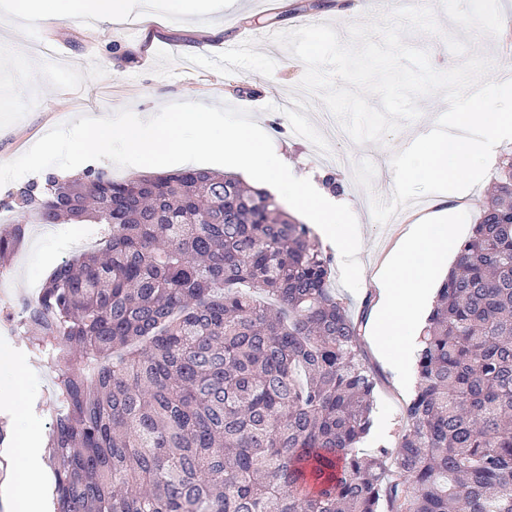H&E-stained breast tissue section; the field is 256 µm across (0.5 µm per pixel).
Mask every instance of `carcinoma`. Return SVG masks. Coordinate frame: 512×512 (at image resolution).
Segmentation results:
<instances>
[{"instance_id":"carcinoma-1","label":"carcinoma","mask_w":512,"mask_h":512,"mask_svg":"<svg viewBox=\"0 0 512 512\" xmlns=\"http://www.w3.org/2000/svg\"><path fill=\"white\" fill-rule=\"evenodd\" d=\"M16 199L38 224L104 225L19 321L58 367L56 512H512V152L437 290L397 449L365 455L360 322L273 195L88 170ZM27 234L0 230V261Z\"/></svg>"}]
</instances>
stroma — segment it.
<instances>
[{
  "label": "stroma",
  "mask_w": 512,
  "mask_h": 512,
  "mask_svg": "<svg viewBox=\"0 0 512 512\" xmlns=\"http://www.w3.org/2000/svg\"><path fill=\"white\" fill-rule=\"evenodd\" d=\"M307 0H280L270 6L266 0H226L223 12L203 16L170 14L141 19L131 29L107 23L87 25L80 19L42 23L53 52L36 56L31 52L36 30L28 23L0 29L7 38L10 56L0 65V79L17 84L16 92L0 87V163L25 153L50 129L82 115L97 117L130 108L136 115L159 111L164 105L192 99L208 105L228 103L241 106L251 102L252 119L272 139L274 148L286 155L295 175L323 182L334 177L338 195L344 196L360 214L361 284L351 292L341 283L340 270H333L331 286L354 318H361L366 303L376 302L378 289L374 277L398 239L404 225L413 217L447 209L449 216L470 234L473 217L487 194L486 183L440 199L431 194L421 198L417 209L405 210L401 221L378 224L371 214L370 198L390 199L391 157L407 147L418 133L435 120L443 99L430 96L420 100L422 117L404 125L379 144L357 145L349 137L329 138L320 123L326 108L314 96L298 88L305 67L283 46L272 40L275 33L304 25H332L346 35L352 23L363 21L365 12L337 11L336 0H319L307 7ZM437 13L444 31L464 37L480 28L483 37L471 42V52L490 58L493 79L501 81L508 68L503 57L498 24L503 14H512V0H425ZM251 35L256 42L252 53L238 68L225 71L213 68L206 56L209 49ZM299 101L300 109L286 112L268 110L262 105L270 93ZM370 159L376 166L371 189L359 186L354 165ZM45 173L29 174L0 187V229L10 224H25L29 234L9 265L0 271V354L13 352L24 368L22 382L14 397L0 396V421L7 420L5 407L10 399L26 406L24 417L33 447H45L54 418L52 392L57 368L48 358H37L30 351L26 335L11 322L23 299L34 297V285L43 283L59 263L72 259L74 250L56 244L67 234L64 224L42 229L30 222L27 212L13 208L20 189L44 184ZM364 350L377 371L372 412L373 426L361 444L368 452L379 447L395 448L400 430L402 407L415 392L414 386L399 389V374L379 356L372 341Z\"/></svg>",
  "instance_id": "35a3bbf8"
}]
</instances>
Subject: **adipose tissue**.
<instances>
[{
	"instance_id": "1",
	"label": "adipose tissue",
	"mask_w": 512,
	"mask_h": 512,
	"mask_svg": "<svg viewBox=\"0 0 512 512\" xmlns=\"http://www.w3.org/2000/svg\"><path fill=\"white\" fill-rule=\"evenodd\" d=\"M224 0H0V20L49 21L70 17L119 25L144 11L180 15L223 8ZM461 233L459 225L431 215L411 225L379 272L375 305L380 323L377 345L394 348V361L409 375L413 346L410 336L420 323L421 311L441 267ZM16 478L11 488L14 512H39L43 486L39 481L38 449L17 436Z\"/></svg>"
}]
</instances>
